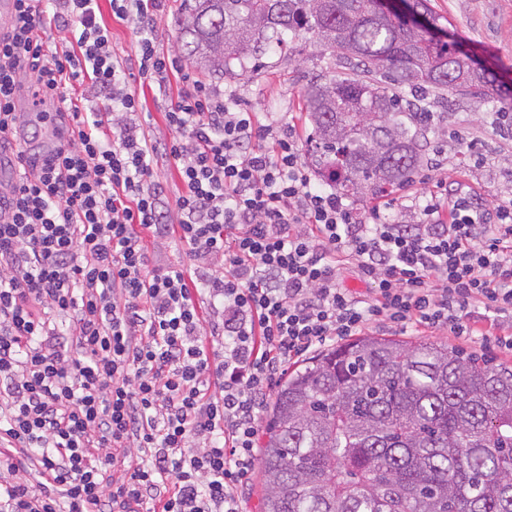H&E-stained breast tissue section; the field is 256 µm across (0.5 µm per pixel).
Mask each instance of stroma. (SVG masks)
Listing matches in <instances>:
<instances>
[{"instance_id":"stroma-1","label":"stroma","mask_w":512,"mask_h":512,"mask_svg":"<svg viewBox=\"0 0 512 512\" xmlns=\"http://www.w3.org/2000/svg\"><path fill=\"white\" fill-rule=\"evenodd\" d=\"M443 18L442 26L478 62L495 71L500 82L512 88V0H430ZM99 20L110 30L112 49L122 60L132 91L140 98V121L154 139L169 138L164 103L176 99L180 87L165 92L141 85L136 73L138 35L134 24L113 18L108 0H100ZM335 55L301 35L291 48L264 58L262 66L224 77L211 76L207 82L220 91H235L243 108L260 113L262 120L294 124L302 135L311 125L305 117L303 89L319 72L333 70ZM429 108L447 113L441 131L432 135L426 152L428 168L440 169L450 180L469 184L482 204L492 207L512 198V138L498 130L495 117L512 112V98L495 94L482 103L459 100L447 93L431 100ZM375 336H400L410 341L431 340L473 352L496 363L512 365V353L483 341L431 329L402 330L385 324L368 327Z\"/></svg>"}]
</instances>
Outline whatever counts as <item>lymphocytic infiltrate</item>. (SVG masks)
<instances>
[{"instance_id": "lymphocytic-infiltrate-1", "label": "lymphocytic infiltrate", "mask_w": 512, "mask_h": 512, "mask_svg": "<svg viewBox=\"0 0 512 512\" xmlns=\"http://www.w3.org/2000/svg\"><path fill=\"white\" fill-rule=\"evenodd\" d=\"M12 2L0 149L22 173L0 194V512H247L260 414L295 358L371 323L512 352V332L471 313L512 315L511 201L489 211L463 185L427 195L409 179L415 222L360 214L314 183L292 125L262 123L164 56L165 0H110L137 26L141 80L183 85L165 110L170 139H151L97 0ZM49 5L79 33L59 55L36 32ZM26 80L43 105L87 80L98 99L55 110L70 137L41 161L15 136ZM160 156L179 165L174 227L153 181ZM173 229L193 277L149 265L143 232ZM341 255L367 295L341 285Z\"/></svg>"}]
</instances>
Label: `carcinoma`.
I'll use <instances>...</instances> for the list:
<instances>
[{
    "mask_svg": "<svg viewBox=\"0 0 512 512\" xmlns=\"http://www.w3.org/2000/svg\"><path fill=\"white\" fill-rule=\"evenodd\" d=\"M376 0H185V56L243 71L301 33L345 71L304 89L314 165L344 195L393 190L417 169L444 89L487 100L496 77ZM262 512H512V365L442 342L360 336L287 371L266 408Z\"/></svg>",
    "mask_w": 512,
    "mask_h": 512,
    "instance_id": "carcinoma-1",
    "label": "carcinoma"
}]
</instances>
